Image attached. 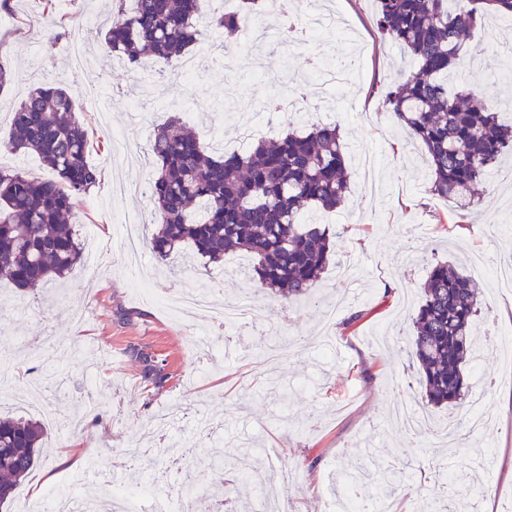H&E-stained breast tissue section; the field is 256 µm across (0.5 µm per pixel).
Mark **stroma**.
<instances>
[{
  "instance_id": "35a3bbf8",
  "label": "stroma",
  "mask_w": 512,
  "mask_h": 512,
  "mask_svg": "<svg viewBox=\"0 0 512 512\" xmlns=\"http://www.w3.org/2000/svg\"><path fill=\"white\" fill-rule=\"evenodd\" d=\"M345 34L328 42L279 43L269 56L265 42L250 35L244 62L234 71L209 66L188 82L161 78L160 63L132 69L91 39L86 16L107 21L112 0H66L44 13L39 0H11L0 9V64L14 75L0 93V141L10 133L9 114L36 82L59 84L77 95L76 115L92 146L88 160L100 166L113 151L111 129L127 126L138 154L102 168L101 180L75 203L70 222L94 267H78L67 283L21 291L0 282V336L11 344L0 359V414L39 418L15 404L13 390L39 376L58 418L46 421L44 459L20 485L33 492L55 485L64 495L98 493L111 471L72 467L62 452L76 439L91 452L121 463L123 486L139 492L148 471L155 492L171 496L180 512L195 505L181 495L185 466L174 463L154 426L159 414L173 416L172 433L198 468L216 456L236 458L242 443L256 454L249 471L232 466L225 487H211L209 500H227L231 512H259L269 493L288 512H321L323 499L338 498L344 472L371 449L377 470L405 461L407 477L384 507L418 512L470 504V512H504L512 506V387L499 378L504 361L495 345L500 328L512 324V291H498L476 271L482 254L493 265L512 261V180L496 174L481 186L465 217L432 195L430 170L420 148L388 113L378 88L405 79L413 64L400 45L375 26V0H328ZM63 37L49 46L45 30ZM337 60L358 54L361 78L340 94L303 95L301 86L322 53ZM461 56L468 87L512 120V23L500 21L494 37L474 32ZM176 114L204 146L230 152L247 149L243 128L272 137L313 124L339 127L347 159L379 160V188L369 191L351 175L344 207L327 215L339 234L341 263L355 265L358 295H349L329 265L310 299L288 302L254 294L245 274L246 254L226 255L224 264L203 269L184 249L171 266L150 252L139 261L123 256L124 217L152 207L149 198L113 194L116 180L136 182L151 170L150 133ZM439 262L463 265L474 276L483 305L475 323L484 351L467 368L473 391L484 392L494 425L459 445L448 443L446 426L466 427L465 407L434 408L420 435L395 425L394 401L420 399L419 376L410 355L409 317L423 301L429 269ZM201 287L209 304L193 315L172 314L163 304L183 290ZM243 302L253 317L225 327V304ZM356 323H349L353 313ZM163 361V387L145 384L140 352ZM143 448L142 465L127 463L124 450ZM276 449L292 469L285 483H265L267 450Z\"/></svg>"
}]
</instances>
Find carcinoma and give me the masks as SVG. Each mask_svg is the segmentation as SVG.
I'll return each mask as SVG.
<instances>
[{
	"mask_svg": "<svg viewBox=\"0 0 512 512\" xmlns=\"http://www.w3.org/2000/svg\"><path fill=\"white\" fill-rule=\"evenodd\" d=\"M115 0L112 26L102 32L110 51L138 66L146 56L171 69L201 35V0ZM376 0L380 33L397 40L415 71L389 86L385 104L395 122L423 149L431 173L430 192L463 211L475 191L512 152V124L465 89L448 88L461 76V46L488 18H512V0ZM258 13L255 0L241 10L212 16L224 47ZM3 147L35 154L56 175L53 181L0 169V280L36 290L68 277L80 264L81 242L65 217L75 200L98 184L88 164L87 132L75 115L67 89L38 85L15 109ZM156 164L148 175L153 201L146 245L163 263L190 245L205 265L243 252L253 259L259 291L284 299L306 296L337 254L338 234L305 214H330L349 193L347 157L339 128L317 125L259 139L241 152L208 150L183 131L173 115L156 126L149 141ZM425 301L412 315L411 354L416 360L425 407L463 404L470 391L466 367L479 355L474 320L482 301L473 280L446 264L434 265ZM145 376L155 386L167 380L164 366L142 352ZM45 429L36 420L0 416V499L13 494L37 465ZM400 471L381 475L385 496L402 481Z\"/></svg>",
	"mask_w": 512,
	"mask_h": 512,
	"instance_id": "1",
	"label": "carcinoma"
}]
</instances>
